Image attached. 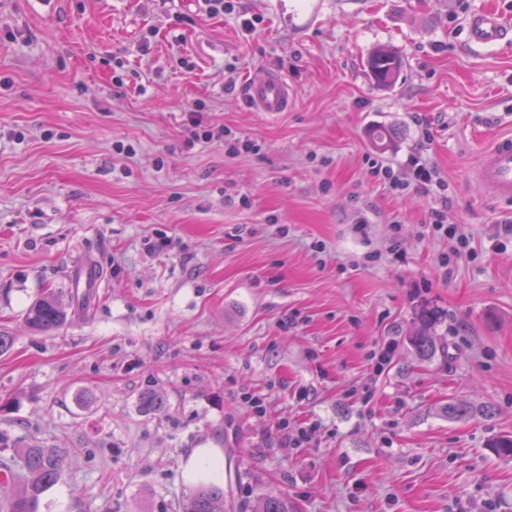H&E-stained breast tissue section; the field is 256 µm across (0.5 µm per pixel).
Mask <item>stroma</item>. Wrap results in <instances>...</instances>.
I'll return each mask as SVG.
<instances>
[{
	"label": "stroma",
	"mask_w": 512,
	"mask_h": 512,
	"mask_svg": "<svg viewBox=\"0 0 512 512\" xmlns=\"http://www.w3.org/2000/svg\"><path fill=\"white\" fill-rule=\"evenodd\" d=\"M320 2L299 34L273 0H0V432L71 451L39 512H181L200 448L239 505L512 512V461L489 448L512 435V209L470 178L512 132V41L474 50L465 31L486 7L512 24V0ZM381 46L402 61L387 86L366 65ZM265 67L293 97L272 121L242 99ZM200 100L256 151L187 144ZM417 151L468 253L429 234L431 197L371 177ZM89 258L94 297L71 279ZM48 290L68 320L37 333L25 314ZM423 305L447 347L429 360L410 343ZM147 388L163 411L141 410ZM451 401L479 412L448 418Z\"/></svg>",
	"instance_id": "obj_1"
}]
</instances>
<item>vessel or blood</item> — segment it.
Returning a JSON list of instances; mask_svg holds the SVG:
<instances>
[{
    "label": "vessel or blood",
    "instance_id": "obj_1",
    "mask_svg": "<svg viewBox=\"0 0 512 512\" xmlns=\"http://www.w3.org/2000/svg\"><path fill=\"white\" fill-rule=\"evenodd\" d=\"M505 31L497 13L491 11L476 13L467 21L468 40L476 47L498 44ZM243 100L248 108L273 119L288 111L292 93L281 71L266 68L250 74L244 86ZM471 177L484 197L512 206V134L499 136L481 148Z\"/></svg>",
    "mask_w": 512,
    "mask_h": 512
}]
</instances>
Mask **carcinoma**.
<instances>
[{"mask_svg":"<svg viewBox=\"0 0 512 512\" xmlns=\"http://www.w3.org/2000/svg\"><path fill=\"white\" fill-rule=\"evenodd\" d=\"M401 67L398 54L386 48L375 51L368 59L372 77L381 85L392 82ZM440 313L429 305L417 312V329L411 343L423 359L434 357L438 351L435 338ZM64 321V311L56 297L48 293L29 309L26 322L35 331L46 332L58 328ZM140 406L148 412L164 409L165 398L155 390H146L139 397ZM491 449L505 460L512 459V436L497 438ZM67 454L65 448H47L36 441L17 449L11 456L0 458V509L3 512H38L41 496L61 477V464ZM233 505L227 501L224 487L216 484L197 487L187 500L184 512H228ZM252 512H288V503L279 498H265L253 506Z\"/></svg>","mask_w":512,"mask_h":512,"instance_id":"cac0c4a2","label":"carcinoma"}]
</instances>
